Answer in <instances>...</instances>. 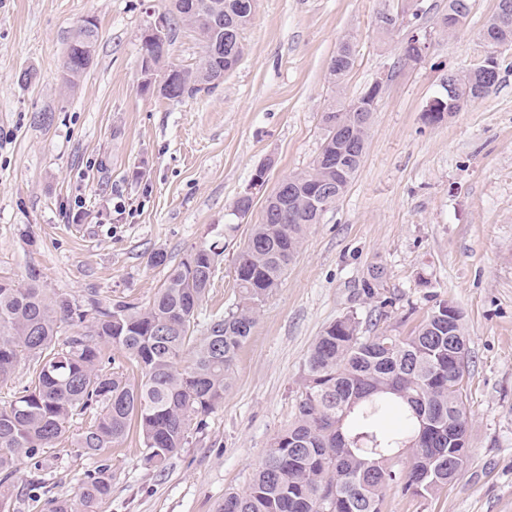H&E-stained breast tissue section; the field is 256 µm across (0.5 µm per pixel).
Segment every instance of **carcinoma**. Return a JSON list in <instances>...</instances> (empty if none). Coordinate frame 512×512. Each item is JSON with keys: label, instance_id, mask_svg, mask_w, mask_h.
I'll return each instance as SVG.
<instances>
[{"label": "carcinoma", "instance_id": "carcinoma-1", "mask_svg": "<svg viewBox=\"0 0 512 512\" xmlns=\"http://www.w3.org/2000/svg\"><path fill=\"white\" fill-rule=\"evenodd\" d=\"M239 0H169L167 25L182 23L198 33L202 55L194 70L170 68L171 83L160 90L173 100L217 88L228 75L224 29L242 30L252 17L237 11ZM469 12L468 0H448L440 27L451 33L453 16ZM512 40V10L497 28H482L481 41ZM97 26L82 25L68 47L64 68L69 82L93 62ZM170 40H141L142 67L155 69L168 57ZM355 50L342 44L331 58L329 82L342 85L354 66ZM455 102L473 92L468 73L456 74ZM361 97L328 107L321 115L323 143L312 166L290 176L291 192L266 199L261 221L252 225L234 264L240 302L236 310L196 335L198 309L209 293L224 247L211 243L193 249L146 307L127 300L103 306L88 298L75 305L49 293L39 274L17 285L0 279V378L30 362V377L10 402L0 407V512H10L9 480L24 457L43 471L45 449L54 447L76 416L91 415L76 447L97 465L86 476L81 509L70 499L49 496L43 512H97L112 492V468L101 458L120 448L131 429L138 431L147 465L157 470L202 429L201 417L224 402L239 349L254 327L259 305L282 282L302 248L307 229L336 204L360 168L369 128L360 116ZM339 118L348 140L327 125ZM386 267L377 264L363 280V295L373 299L383 286ZM88 329L58 342L61 324ZM463 317L448 316V301L436 302L408 336L365 335L362 322L345 315L312 343L295 418L271 441L241 493L224 497L219 512H381L384 494L396 486L405 494L430 496L455 482L467 465L458 460L455 439L469 433L463 399L467 350ZM135 363L141 377L132 382L106 349ZM405 458L404 468L394 460Z\"/></svg>", "mask_w": 512, "mask_h": 512}]
</instances>
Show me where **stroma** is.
Returning a JSON list of instances; mask_svg holds the SVG:
<instances>
[{"label": "stroma", "instance_id": "35a3bbf8", "mask_svg": "<svg viewBox=\"0 0 512 512\" xmlns=\"http://www.w3.org/2000/svg\"><path fill=\"white\" fill-rule=\"evenodd\" d=\"M167 0H0V278L36 270L49 291L76 304L148 305L168 267L223 242L199 321L234 309L233 261L265 198L308 170L329 101L383 93L363 162L347 192L311 225L281 285L261 304L238 353L224 401L204 417L164 470L146 465L137 434L104 452L112 493L99 512H214L244 489L272 438L296 413L308 349L348 313L377 331L407 335L436 301L463 314L464 401L470 457L459 479L431 496L394 488L382 512H512V48L486 97L426 124L452 71L484 53L480 31L496 0H471L453 34L437 26L448 0H416L427 49L406 61L399 33L376 18L404 0H256L242 31L244 56L210 93L179 101L143 84L141 35ZM98 27L93 63L75 83L67 47L84 21ZM166 66L195 69L202 53L189 26L172 27ZM345 42L356 61L343 92L327 79ZM34 74L31 82L22 71ZM267 167L255 207L236 223L232 205ZM84 218L74 221L72 209ZM236 231H228V224ZM384 264L386 316L366 300L370 265ZM72 422L45 458L51 494L78 499L94 461L74 445Z\"/></svg>", "mask_w": 512, "mask_h": 512}]
</instances>
